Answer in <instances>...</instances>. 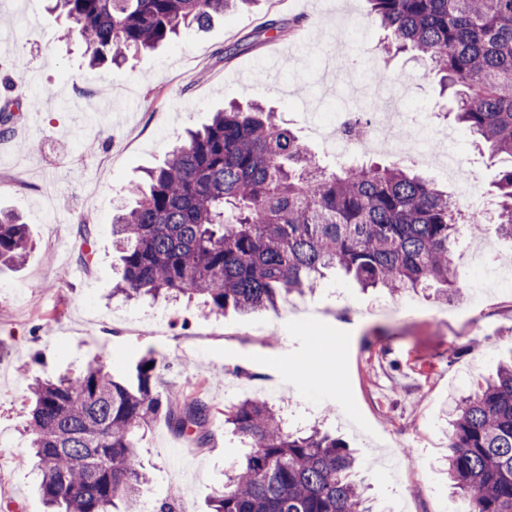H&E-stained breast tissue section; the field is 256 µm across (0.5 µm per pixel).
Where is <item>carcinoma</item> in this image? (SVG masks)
Here are the masks:
<instances>
[{
  "mask_svg": "<svg viewBox=\"0 0 512 512\" xmlns=\"http://www.w3.org/2000/svg\"><path fill=\"white\" fill-rule=\"evenodd\" d=\"M253 0H56L91 67L150 51L183 28ZM383 49L413 52L452 91L455 120L512 160V0H369ZM498 232L512 239V165L496 180ZM112 219L121 264L112 296L199 297L215 313H250L302 293L335 271L392 295L458 286L457 199L401 161L321 166L259 103L231 101L132 189ZM28 225L0 211V266L20 265ZM158 361L128 378L106 358L75 376L29 384L30 451L52 512H131L150 483L138 444L160 415L180 437L208 440L209 406L162 395ZM246 443L224 472L211 512H370L356 458L317 429L290 432L281 410L247 398L224 408ZM448 480L462 512H512V362L455 401Z\"/></svg>",
  "mask_w": 512,
  "mask_h": 512,
  "instance_id": "obj_1",
  "label": "carcinoma"
}]
</instances>
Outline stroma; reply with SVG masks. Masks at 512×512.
I'll return each mask as SVG.
<instances>
[{"instance_id":"1","label":"stroma","mask_w":512,"mask_h":512,"mask_svg":"<svg viewBox=\"0 0 512 512\" xmlns=\"http://www.w3.org/2000/svg\"><path fill=\"white\" fill-rule=\"evenodd\" d=\"M272 21L284 33L261 37ZM63 27L48 0H0V52L25 60L9 86L0 85V105L16 116L0 137V208L23 216L33 243L23 265L0 269V512H46L25 431L32 377L77 374L102 353L117 375L153 354L161 393L198 390L212 409L206 445L176 437L162 418L145 432L139 460L150 484L140 512H156L171 494L178 512H208L241 453L222 411L256 396L281 405L290 430L319 428L345 442L361 462L374 512H458L445 473L448 412L512 358V288L475 296L468 250L491 255L481 273L489 279L512 265L511 239L492 226L468 237V250L455 256L462 285L445 298L431 289L393 297L328 276L300 298L325 315L283 331L276 323L286 297L247 315L212 313L194 301L114 298L112 214L144 168L230 98L265 102L332 166L340 158L320 126L337 112L379 111L382 95L395 94L399 136L422 153L413 168L458 197L463 188L445 174L444 154L474 168L489 199L496 174L512 162L490 157L454 123L453 105L422 58L389 57L403 82L378 85L367 53L380 51L385 33L368 0H255L119 68L89 67ZM350 80L368 89L354 102L345 98ZM74 99L94 119L77 116ZM87 218L85 241L78 226ZM85 243L89 264L76 281L69 271Z\"/></svg>"}]
</instances>
